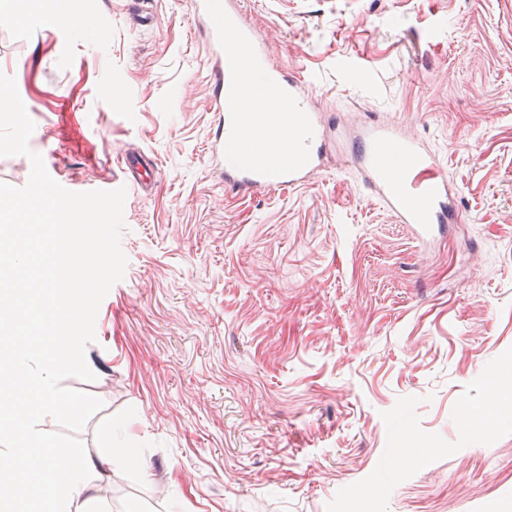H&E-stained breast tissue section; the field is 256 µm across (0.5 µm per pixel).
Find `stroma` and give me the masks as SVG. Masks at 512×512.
I'll list each match as a JSON object with an SVG mask.
<instances>
[{
	"label": "stroma",
	"mask_w": 512,
	"mask_h": 512,
	"mask_svg": "<svg viewBox=\"0 0 512 512\" xmlns=\"http://www.w3.org/2000/svg\"><path fill=\"white\" fill-rule=\"evenodd\" d=\"M4 2L0 72L50 176L84 192L128 148L155 161L95 378L63 382L103 403L79 437L105 512H512V0H245L329 118L439 147L464 221L428 243L333 160L225 195L190 0H140L149 28L129 0ZM116 443L137 468L108 467Z\"/></svg>",
	"instance_id": "1"
}]
</instances>
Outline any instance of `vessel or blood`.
<instances>
[{"label": "vessel or blood", "mask_w": 512, "mask_h": 512, "mask_svg": "<svg viewBox=\"0 0 512 512\" xmlns=\"http://www.w3.org/2000/svg\"><path fill=\"white\" fill-rule=\"evenodd\" d=\"M210 61L217 125L208 161L228 193L265 197L297 189L320 175L336 131L312 98L300 71L273 64L267 35L252 25L244 0H191ZM361 185L407 225L418 240H433L462 222L457 191L441 156L395 122L361 121L340 131ZM121 181L139 190L149 181L140 162L125 157Z\"/></svg>", "instance_id": "b4317fda"}]
</instances>
